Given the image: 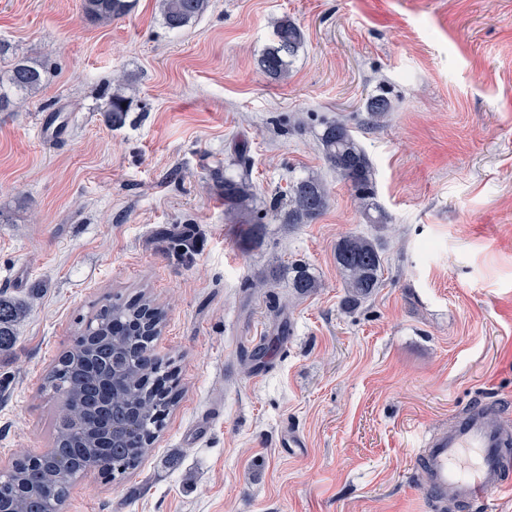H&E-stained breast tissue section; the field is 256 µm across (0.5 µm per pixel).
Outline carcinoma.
Wrapping results in <instances>:
<instances>
[{"label":"carcinoma","mask_w":512,"mask_h":512,"mask_svg":"<svg viewBox=\"0 0 512 512\" xmlns=\"http://www.w3.org/2000/svg\"><path fill=\"white\" fill-rule=\"evenodd\" d=\"M208 0H161L164 26L179 31L206 10ZM130 0H83L85 18L93 23L123 17ZM303 44L300 28L288 17L274 27L273 43L258 59L260 70L279 80L288 73V59ZM45 66L34 58H21L10 64L0 79V108L15 95H32L46 82ZM129 75L113 78L116 90L104 96L102 111L113 127L125 124L130 112L122 87ZM390 100L377 95L367 105L366 123L384 119ZM324 158L350 187L363 215L371 224L388 223V215L375 199L374 172L370 158L341 121L325 124L320 134ZM249 158L237 157L238 172L222 178L224 205L230 211L252 212L248 183ZM331 190L321 179L306 176L294 180L285 202L273 208L283 224H311L327 210ZM336 267L346 289L344 303L356 305L371 297L383 283V260L378 246L355 233L343 236L334 251ZM291 288L299 296L319 287L317 278L304 264L292 268ZM34 296L20 299L0 290V353L14 346L16 324L26 315ZM166 312L144 294L126 301H107L94 318L80 329L70 349L64 351L46 377V384L64 405L69 417H57L52 461L24 455L13 470L0 476V512H60L71 481L78 475L97 471L102 475L130 468L147 455L154 430L178 403L176 379L153 352V341L160 335ZM118 379L112 393L108 424L120 428L119 447H112V431L85 428L90 411L89 392L104 380Z\"/></svg>","instance_id":"carcinoma-1"}]
</instances>
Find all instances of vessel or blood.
Here are the masks:
<instances>
[{"label":"vessel or blood","instance_id":"obj_1","mask_svg":"<svg viewBox=\"0 0 512 512\" xmlns=\"http://www.w3.org/2000/svg\"><path fill=\"white\" fill-rule=\"evenodd\" d=\"M512 418L480 404L455 413L448 427L423 436L416 466L421 490L441 505L485 502L512 491Z\"/></svg>","mask_w":512,"mask_h":512}]
</instances>
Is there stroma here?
<instances>
[{"label": "stroma", "mask_w": 512, "mask_h": 512, "mask_svg": "<svg viewBox=\"0 0 512 512\" xmlns=\"http://www.w3.org/2000/svg\"><path fill=\"white\" fill-rule=\"evenodd\" d=\"M80 5L0 0L8 58L48 68L0 111V289L39 291L0 356V471L51 448L44 376L80 322L143 293L167 311L153 350L180 400L136 468L77 478L63 512H432L419 437L479 401L512 414V0H209L177 32L158 0L109 24ZM283 16L304 47L277 81L257 59ZM116 73L137 77L119 128L99 110ZM381 93L392 110L373 127ZM57 108L69 127L51 142L38 125ZM336 120L389 224L366 223L325 164ZM240 148L255 236L217 181ZM307 173L328 209L279 223L271 203ZM351 232L378 238L385 271L348 310L334 250ZM299 262L321 281L304 298ZM290 432L305 447L283 448Z\"/></svg>", "instance_id": "stroma-1"}]
</instances>
